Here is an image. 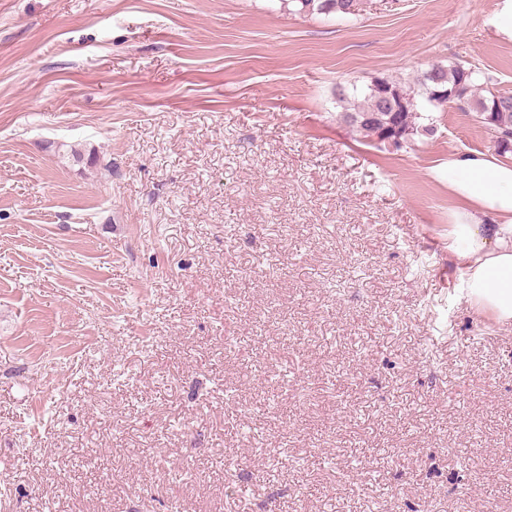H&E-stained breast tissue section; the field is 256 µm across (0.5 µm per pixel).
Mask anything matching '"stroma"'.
<instances>
[{
	"mask_svg": "<svg viewBox=\"0 0 512 512\" xmlns=\"http://www.w3.org/2000/svg\"><path fill=\"white\" fill-rule=\"evenodd\" d=\"M495 0H0V512H512V325L448 261L434 113ZM299 14H356L359 0H290ZM480 78L484 81L478 84ZM494 82L491 74L471 63L457 62L448 68L432 66L413 79V87L388 81L371 84L362 102L355 103V99L349 102L341 91V101L348 105L340 113V120L370 141L381 143L384 136L398 137L402 144L397 143L396 148H400L411 142L413 136L433 132L431 125L419 123L423 112L455 106L462 112L475 113L494 142L495 150L504 156L512 153V92L497 90ZM462 87L465 94L455 95ZM437 91H448V96L441 98ZM389 95L393 106L382 111L384 96ZM373 113L379 115L378 123L364 121L363 114Z\"/></svg>",
	"mask_w": 512,
	"mask_h": 512,
	"instance_id": "obj_1",
	"label": "stroma"
}]
</instances>
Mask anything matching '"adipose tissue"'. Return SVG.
I'll use <instances>...</instances> for the list:
<instances>
[{
	"instance_id": "ef3b65f1",
	"label": "adipose tissue",
	"mask_w": 512,
	"mask_h": 512,
	"mask_svg": "<svg viewBox=\"0 0 512 512\" xmlns=\"http://www.w3.org/2000/svg\"><path fill=\"white\" fill-rule=\"evenodd\" d=\"M448 254L470 306L512 325V158L471 151L449 155Z\"/></svg>"
}]
</instances>
